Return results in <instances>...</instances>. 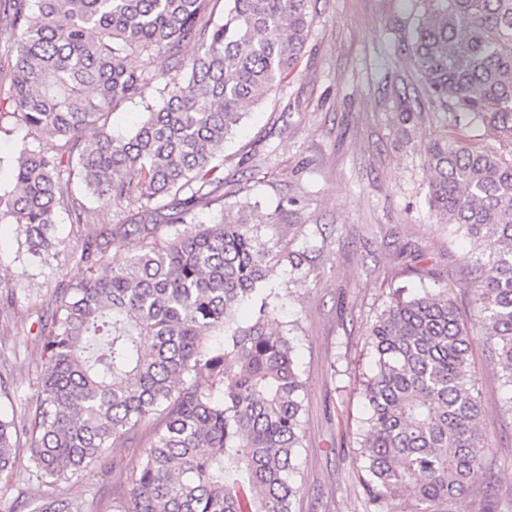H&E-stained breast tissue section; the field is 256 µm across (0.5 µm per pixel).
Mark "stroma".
<instances>
[{
	"label": "stroma",
	"instance_id": "stroma-1",
	"mask_svg": "<svg viewBox=\"0 0 512 512\" xmlns=\"http://www.w3.org/2000/svg\"><path fill=\"white\" fill-rule=\"evenodd\" d=\"M423 0H311V35L295 72L250 109L224 144V201H248L263 241L300 252V268L279 264L265 285L276 331L288 334L303 381V442L292 512H365L353 459L366 414L359 382L373 351L367 332L395 289H450L472 330L471 359L481 428L496 450L493 491L474 490L448 512H483L495 496L512 512V409L490 343L476 286L461 271L469 243L439 224L428 204L425 152L456 125L449 108L423 97L407 47ZM415 116L403 123L399 100ZM126 207H91L72 223L60 210V252L29 264L17 225L0 222V413L30 423L42 360L37 334L51 323L61 286L85 275L75 252L83 238L126 223ZM158 422L111 448L88 473L40 481L29 439L12 472L0 474V512H36L59 498L81 512H110L127 487Z\"/></svg>",
	"mask_w": 512,
	"mask_h": 512
}]
</instances>
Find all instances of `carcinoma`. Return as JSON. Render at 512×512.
<instances>
[{"instance_id":"obj_1","label":"carcinoma","mask_w":512,"mask_h":512,"mask_svg":"<svg viewBox=\"0 0 512 512\" xmlns=\"http://www.w3.org/2000/svg\"><path fill=\"white\" fill-rule=\"evenodd\" d=\"M210 2L0 0L15 49L13 110L0 103V136L24 128L49 139L18 147L7 164L0 158V221L18 225L29 260L42 262L57 249L61 204L72 223H90L72 184L103 207L132 208L130 223L84 239L86 275L63 289L53 326L39 331L43 371L29 425L35 472L57 485L164 416L112 512H292L297 493L302 381L293 347L272 331L267 301L245 326L235 312L261 295L272 265L298 268L304 255L273 252L244 206L224 204L216 160L244 108L295 69L310 0H224L219 20L204 24ZM427 2L410 45L424 94L493 143L433 139L429 206L473 240L466 262L512 388V0ZM133 101L143 120L117 138L110 115ZM202 204L220 206L213 223L196 222ZM161 224L180 230L159 242ZM131 232L141 247L99 273ZM214 334L222 340L208 342ZM368 340L375 362L362 381L359 462L369 512H439L491 484L471 334L448 290L394 291ZM16 435L0 417V473L13 468Z\"/></svg>"}]
</instances>
